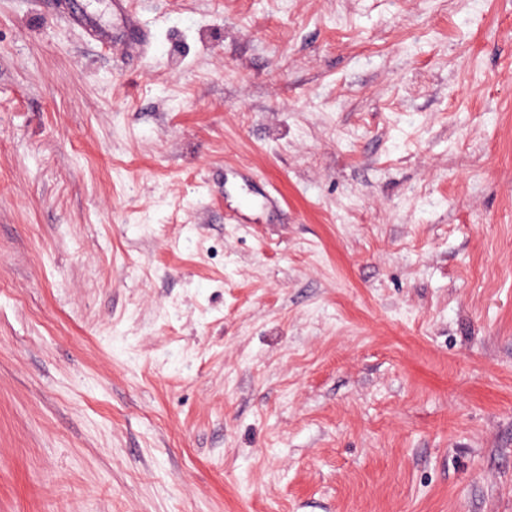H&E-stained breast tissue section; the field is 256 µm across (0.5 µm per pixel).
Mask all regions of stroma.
Segmentation results:
<instances>
[{"label": "stroma", "instance_id": "stroma-1", "mask_svg": "<svg viewBox=\"0 0 512 512\" xmlns=\"http://www.w3.org/2000/svg\"><path fill=\"white\" fill-rule=\"evenodd\" d=\"M0 0V512H512V0ZM127 2V0H113L111 2L112 15L115 18L112 30L98 26L88 15L78 10L70 12L69 19L90 32L95 41L111 44L113 47L121 48L127 52L145 53L147 43L138 32L133 30L129 20Z\"/></svg>", "mask_w": 512, "mask_h": 512}]
</instances>
